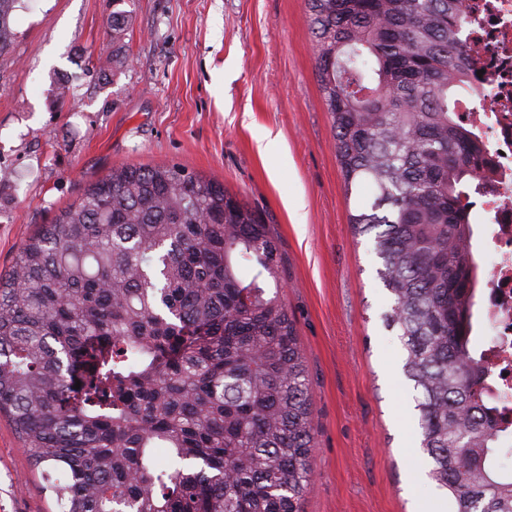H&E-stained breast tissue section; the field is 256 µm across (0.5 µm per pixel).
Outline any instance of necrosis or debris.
<instances>
[{"mask_svg": "<svg viewBox=\"0 0 512 512\" xmlns=\"http://www.w3.org/2000/svg\"><path fill=\"white\" fill-rule=\"evenodd\" d=\"M464 38L475 76L457 97L462 124L484 147L482 174L468 195L484 227L477 306L483 337L477 358L498 410L497 439L512 446V0H465Z\"/></svg>", "mask_w": 512, "mask_h": 512, "instance_id": "obj_1", "label": "necrosis or debris"}]
</instances>
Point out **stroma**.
<instances>
[{"label":"stroma","mask_w":512,"mask_h":512,"mask_svg":"<svg viewBox=\"0 0 512 512\" xmlns=\"http://www.w3.org/2000/svg\"><path fill=\"white\" fill-rule=\"evenodd\" d=\"M129 25L113 40L109 22ZM0 56V272L121 164H177L260 211L311 389L301 512H419L415 424L371 236H356L305 0H18ZM0 417V512H55Z\"/></svg>","instance_id":"obj_1"}]
</instances>
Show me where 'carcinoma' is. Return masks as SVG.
<instances>
[{
	"label": "carcinoma",
	"instance_id": "carcinoma-1",
	"mask_svg": "<svg viewBox=\"0 0 512 512\" xmlns=\"http://www.w3.org/2000/svg\"><path fill=\"white\" fill-rule=\"evenodd\" d=\"M18 0H0V56ZM350 215L451 512H512L474 357L480 271L463 189L482 145L463 0H307ZM271 225L185 168H112L0 275V414L59 512H298L312 404ZM80 388H75L76 382Z\"/></svg>",
	"mask_w": 512,
	"mask_h": 512
}]
</instances>
